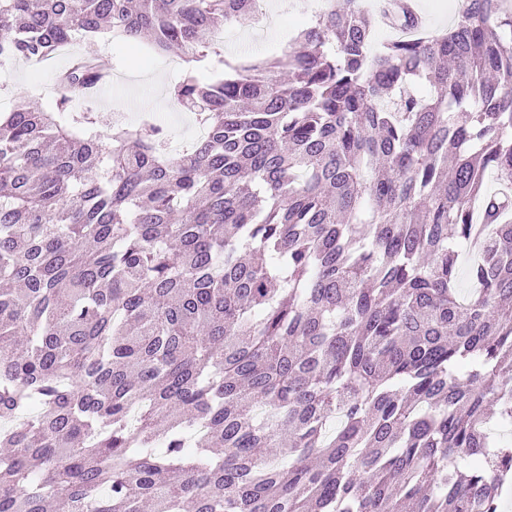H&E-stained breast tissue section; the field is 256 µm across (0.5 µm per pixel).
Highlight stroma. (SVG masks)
I'll return each mask as SVG.
<instances>
[{"instance_id":"1","label":"stroma","mask_w":512,"mask_h":512,"mask_svg":"<svg viewBox=\"0 0 512 512\" xmlns=\"http://www.w3.org/2000/svg\"><path fill=\"white\" fill-rule=\"evenodd\" d=\"M273 10L281 15V22L256 27L245 21L227 26L225 53L267 54L271 42L284 37L287 30L296 29L304 21L307 0H273ZM99 44L100 55L112 70V88L95 101L76 97L72 101L73 108L94 112L99 130L106 134L116 116L122 115L131 121L139 119L142 109L135 100L144 94L149 98L151 111L165 113L174 143L193 139L196 125L192 114L172 106L167 98L169 87L181 74L178 53H157L144 41H124L108 34ZM69 58V53H60L36 70L20 62L1 65L0 111H8L20 97L54 103L55 73L67 65Z\"/></svg>"}]
</instances>
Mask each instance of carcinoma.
Masks as SVG:
<instances>
[{"mask_svg": "<svg viewBox=\"0 0 512 512\" xmlns=\"http://www.w3.org/2000/svg\"><path fill=\"white\" fill-rule=\"evenodd\" d=\"M357 2L232 62L253 0H0V62L82 41L0 114V512H503L512 0ZM106 32L205 137L69 108ZM417 11L434 27L449 24L458 11L461 0H414Z\"/></svg>", "mask_w": 512, "mask_h": 512, "instance_id": "cac0c4a2", "label": "carcinoma"}]
</instances>
